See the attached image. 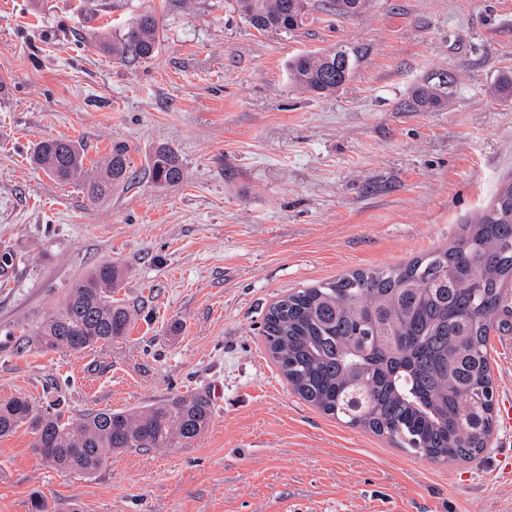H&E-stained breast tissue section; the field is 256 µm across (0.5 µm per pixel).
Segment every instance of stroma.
<instances>
[{"label":"stroma","mask_w":512,"mask_h":512,"mask_svg":"<svg viewBox=\"0 0 512 512\" xmlns=\"http://www.w3.org/2000/svg\"><path fill=\"white\" fill-rule=\"evenodd\" d=\"M154 58L94 50L138 13ZM361 58L335 93L297 89L296 53ZM512 0H372L315 10L294 34L260 32L227 0H0V399L72 417L186 392L214 413L194 441L112 456L93 478L47 467L32 436L0 439V512H512V430L470 461L437 463L327 417L294 395L258 334L269 304L352 271L399 266L457 237L512 180ZM454 76L442 110L412 87ZM47 138L95 166L113 143L135 177L90 202L30 162ZM184 166L148 174L154 149ZM111 262L127 336L80 353L34 343L92 268ZM497 403L512 401V343L489 336ZM148 170L152 181L161 188L179 185L184 177L183 164L175 151L167 146L158 147L151 155Z\"/></svg>","instance_id":"1"}]
</instances>
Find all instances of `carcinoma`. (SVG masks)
<instances>
[{
	"mask_svg": "<svg viewBox=\"0 0 512 512\" xmlns=\"http://www.w3.org/2000/svg\"><path fill=\"white\" fill-rule=\"evenodd\" d=\"M231 5L260 32L295 33L307 26L315 3ZM160 37L156 16L144 12L95 48L119 61H147ZM358 62L356 48L340 45L297 55L288 70L298 88L321 97L335 93ZM453 85L451 76L425 78L413 88L409 109L442 107ZM31 161L93 201L127 185L132 174L130 150L120 142L112 144L98 173L86 167L85 149L72 140H41ZM148 170L161 188L184 177L182 161L167 146L154 151ZM121 275L105 263L73 284L38 328L35 344L78 353L126 335L131 312L112 299ZM510 287L511 180L447 247L403 266L355 270L286 294L269 305L260 335L292 390L323 413L433 461L471 460L488 448L494 427L488 340L504 323ZM212 415L210 399L196 393L129 410H89L67 420L14 396L0 402V438L23 429L48 467L93 477L114 454L192 442Z\"/></svg>",
	"mask_w": 512,
	"mask_h": 512,
	"instance_id": "obj_1",
	"label": "carcinoma"
}]
</instances>
